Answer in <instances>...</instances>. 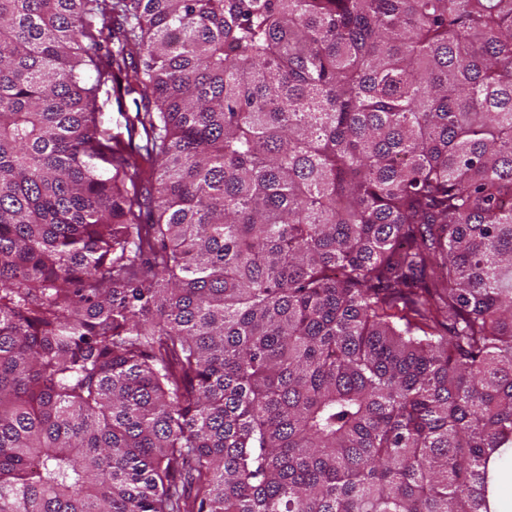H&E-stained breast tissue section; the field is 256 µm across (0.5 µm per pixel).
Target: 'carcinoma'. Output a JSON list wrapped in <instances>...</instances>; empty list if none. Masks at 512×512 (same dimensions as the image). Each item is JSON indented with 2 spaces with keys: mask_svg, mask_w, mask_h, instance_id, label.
<instances>
[{
  "mask_svg": "<svg viewBox=\"0 0 512 512\" xmlns=\"http://www.w3.org/2000/svg\"><path fill=\"white\" fill-rule=\"evenodd\" d=\"M505 454L512 0H0V512H497ZM135 97L138 98V95H125L122 99H118L115 98L111 86L103 87L98 101V105L101 106L103 112L102 128L106 129L108 133L116 134L121 132L126 136L124 116L126 112H133L135 110L133 103V98Z\"/></svg>",
  "mask_w": 512,
  "mask_h": 512,
  "instance_id": "obj_1",
  "label": "carcinoma"
}]
</instances>
